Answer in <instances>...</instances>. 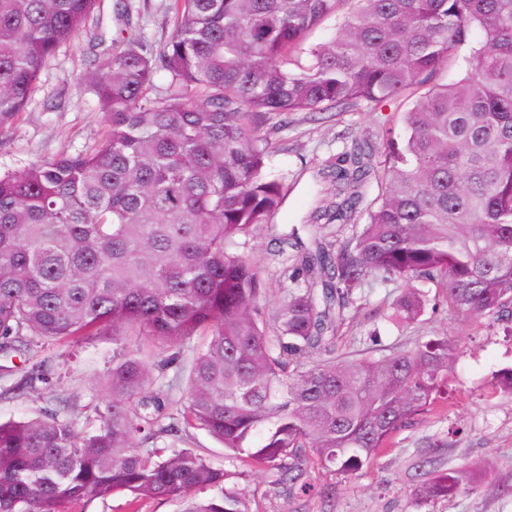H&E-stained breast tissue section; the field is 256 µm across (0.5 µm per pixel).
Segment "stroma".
<instances>
[{"mask_svg": "<svg viewBox=\"0 0 512 512\" xmlns=\"http://www.w3.org/2000/svg\"><path fill=\"white\" fill-rule=\"evenodd\" d=\"M169 4L170 0H133L134 12L127 21L115 19L111 8H103L102 25L111 51L123 50L125 29L143 34L151 50L160 51L172 27ZM90 39L89 30H79L46 63L25 109L0 127V173L77 153L102 136L106 116L81 82L89 68ZM411 100L407 93L384 102L364 101L344 112L266 115L261 124L270 146L265 171L280 180L284 193L280 208L268 218L269 225L287 231L309 223L312 212L331 198L332 188L321 177L327 162L347 150L352 140L379 141L383 127L395 123ZM241 251L267 280L265 307L274 310L288 292L287 258L276 253L266 227L258 228ZM404 288L403 281L374 278L355 291L341 328L352 355L408 350L417 342L458 333L460 320L442 307L427 309L419 322L407 328L390 322V308ZM111 358V334L71 344L68 362L61 374L50 376L44 394L0 396V421L28 417L64 400L80 428H87ZM508 368H512V336L484 332L472 337L462 346L453 369L448 418L427 416L401 430L392 447L362 474L331 479L335 489L328 501L290 498L267 467H246L239 483L249 494L252 512H512V499L502 494L512 486V400L492 392L495 374ZM436 438L447 440V447H430V440ZM432 459L441 470L485 462L491 484L448 500L419 504L410 494V477L418 462Z\"/></svg>", "mask_w": 512, "mask_h": 512, "instance_id": "1", "label": "stroma"}]
</instances>
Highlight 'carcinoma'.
Instances as JSON below:
<instances>
[{
	"label": "carcinoma",
	"instance_id": "obj_1",
	"mask_svg": "<svg viewBox=\"0 0 512 512\" xmlns=\"http://www.w3.org/2000/svg\"><path fill=\"white\" fill-rule=\"evenodd\" d=\"M352 4L298 72L284 60ZM101 0H0V123L22 111L40 73ZM174 25L153 53L132 35L98 55L85 82L107 116L90 150L0 174V377L5 395L40 392L37 356L110 332L106 394L93 427L47 408L0 422V512H61L128 493L132 504L183 499L184 512H251L236 472L178 443L192 429L228 459L269 467L288 492H316L312 471L348 477L427 415L448 413L460 339L351 359L344 312L368 279L409 284L393 304L418 320L426 295L475 329L512 336V0H171ZM461 79L419 94L402 129L355 139L328 165L332 201L314 228L368 221L338 245L277 239L292 261L273 313L258 266L237 252L278 209L264 173L261 113L341 111L422 87L461 48ZM170 93L151 96L159 71ZM178 400L156 373L178 364ZM172 439L160 448L158 441ZM483 466L415 468L412 497L430 504L479 487ZM217 488L209 499L196 494Z\"/></svg>",
	"mask_w": 512,
	"mask_h": 512
}]
</instances>
